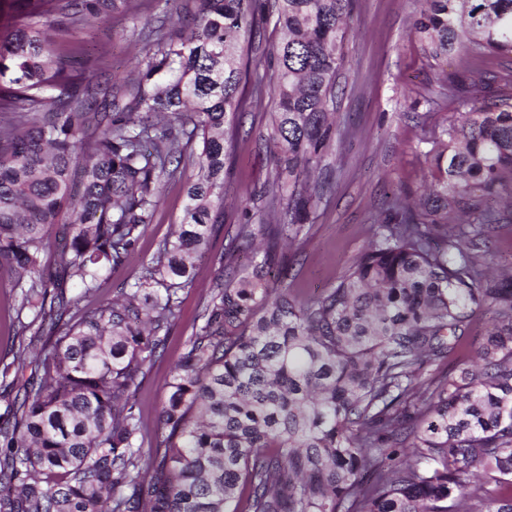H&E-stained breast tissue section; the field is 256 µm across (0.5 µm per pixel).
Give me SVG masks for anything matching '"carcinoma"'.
<instances>
[{"label":"carcinoma","mask_w":512,"mask_h":512,"mask_svg":"<svg viewBox=\"0 0 512 512\" xmlns=\"http://www.w3.org/2000/svg\"><path fill=\"white\" fill-rule=\"evenodd\" d=\"M19 2L0 30V275L20 289V328L50 335L34 358L15 352L19 388L0 395V512H512V268L488 274L485 243L512 213L499 192L512 96L497 76L448 83L459 119L423 194L395 197L394 221L304 299L280 247L329 189L353 0H272L277 80L249 94L257 0H200L184 36L160 21L119 88L67 71L56 39L128 0ZM413 28L438 62L512 57V0H423ZM266 92L269 188L228 235L148 441L128 396L224 224L235 119ZM189 168L181 223L121 297L93 301ZM485 308L474 362L421 379Z\"/></svg>","instance_id":"obj_1"}]
</instances>
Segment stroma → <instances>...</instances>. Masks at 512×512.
Segmentation results:
<instances>
[{
	"label": "stroma",
	"instance_id": "35a3bbf8",
	"mask_svg": "<svg viewBox=\"0 0 512 512\" xmlns=\"http://www.w3.org/2000/svg\"><path fill=\"white\" fill-rule=\"evenodd\" d=\"M354 4L338 104L346 133L329 160L331 191L288 253L287 283L305 298L319 295L353 265L378 224L388 218L394 195L416 193L430 179L433 141L455 115L447 96L433 101L431 91L440 88L445 76L459 72L502 75L512 69L511 61L499 57L476 68L461 56L443 64L429 58L412 31L420 0ZM137 5L124 15L67 28L58 37L63 59L71 68L95 72L103 82L137 72L147 50L144 26L151 15L148 0H137ZM272 109L267 96L254 102L242 118L234 163L224 173V229L215 233L208 253L199 258L192 283L179 292V318L162 356L137 380L133 400L147 433L156 430L172 364L183 353L213 286L224 234L242 220L238 202L268 179V164L256 142L268 132ZM185 203V181L169 184L135 251L113 269L104 298L120 295L140 264L152 257L158 241L180 222ZM17 305V289L8 277L0 276V389L13 380V353L20 342ZM492 323L491 312L477 314L462 345L432 366L431 374L446 373L471 360Z\"/></svg>",
	"mask_w": 512,
	"mask_h": 512
}]
</instances>
